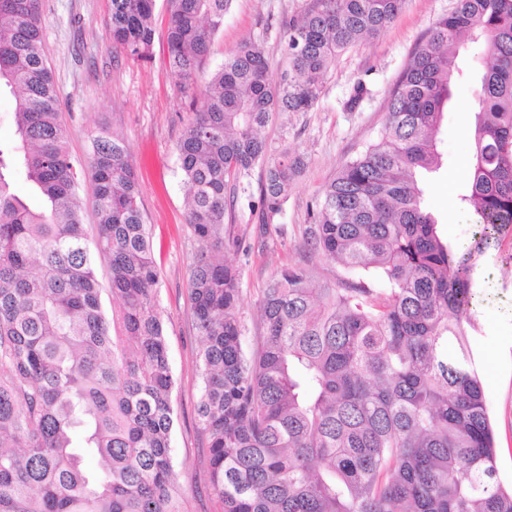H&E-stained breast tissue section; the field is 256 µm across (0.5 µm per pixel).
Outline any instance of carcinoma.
Here are the masks:
<instances>
[{
  "instance_id": "obj_1",
  "label": "carcinoma",
  "mask_w": 512,
  "mask_h": 512,
  "mask_svg": "<svg viewBox=\"0 0 512 512\" xmlns=\"http://www.w3.org/2000/svg\"><path fill=\"white\" fill-rule=\"evenodd\" d=\"M107 35L150 56L155 0H111ZM232 0H169V66L195 110L176 144L196 243L189 306L201 337L198 417L224 512H512L468 332L476 260L512 230V0H455L414 49L376 139L324 187L310 250L363 279L331 287L285 267L239 307L224 262L227 189L281 213L302 159L266 130L308 112L336 57L389 26L404 0H313L283 20L286 67L243 43L202 87L196 75ZM44 0H0V90L14 135L0 138V512H181L172 453L177 378L157 303L158 270L127 145L107 130L78 169L43 43ZM485 45L471 179L458 195L479 230L442 241L423 181L442 166L441 120L462 39ZM97 216L88 239L80 182ZM21 180L29 195L20 196ZM110 270L102 305L98 263ZM88 456L99 467L85 466Z\"/></svg>"
}]
</instances>
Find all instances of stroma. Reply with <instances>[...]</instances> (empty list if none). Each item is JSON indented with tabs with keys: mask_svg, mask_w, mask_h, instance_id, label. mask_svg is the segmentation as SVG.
<instances>
[{
	"mask_svg": "<svg viewBox=\"0 0 512 512\" xmlns=\"http://www.w3.org/2000/svg\"><path fill=\"white\" fill-rule=\"evenodd\" d=\"M311 0H234L224 16L210 57L198 77L207 79L226 54L250 42L264 50L272 70L285 63L282 19L293 18ZM453 0H406L396 19L374 38L337 57L323 93L311 111L291 113L269 127L276 144L301 156L304 170L272 226L253 224L250 197L234 204L233 235L241 248L224 257L242 270L240 312L248 328L258 323V300L279 269L299 263L331 285L349 278L344 267L311 253L304 232L310 209L324 186L361 146L374 139L387 119L390 93L415 46ZM110 0H44V49L59 90L68 150L86 161L100 129L125 141L135 164L141 208L150 229L159 269L158 307L177 377L173 393V454L182 486V512H223L209 481L208 440L198 419V336L188 303L189 271L196 246L186 221L185 188L177 173L176 144L191 116V99L181 94L169 70L166 37L168 0H156L152 57L142 61L114 47L106 34ZM368 93L350 105L353 86ZM476 84L457 85L444 114L438 149L441 169L429 176L424 199L438 220V233L453 245L470 243L476 226L457 197L471 176ZM474 304L469 341L493 423L498 470L512 482V232L478 259L473 272Z\"/></svg>",
	"mask_w": 512,
	"mask_h": 512,
	"instance_id": "obj_1",
	"label": "stroma"
}]
</instances>
